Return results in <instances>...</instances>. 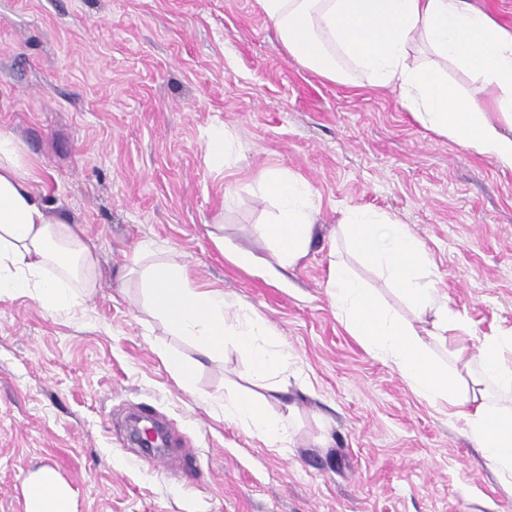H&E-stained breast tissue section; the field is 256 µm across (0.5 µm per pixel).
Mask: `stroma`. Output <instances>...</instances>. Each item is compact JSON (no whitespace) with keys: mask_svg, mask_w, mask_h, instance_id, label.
Wrapping results in <instances>:
<instances>
[{"mask_svg":"<svg viewBox=\"0 0 512 512\" xmlns=\"http://www.w3.org/2000/svg\"><path fill=\"white\" fill-rule=\"evenodd\" d=\"M215 127L236 141L223 168L207 158ZM0 130L98 252L97 288L72 312L0 300V512H25L42 466L74 512H512V488L327 293L338 259L407 311L345 247L343 213L364 207L408 226L473 339L512 329V170L428 130L394 92L304 68L258 0H0ZM268 168L307 181L317 209L282 281L263 273L274 203L254 178ZM137 261L188 263L287 346V392L253 390L288 416L287 447L225 419L244 357L171 333ZM166 352L194 364L191 385ZM134 413L166 424V471L129 442Z\"/></svg>","mask_w":512,"mask_h":512,"instance_id":"obj_1","label":"stroma"}]
</instances>
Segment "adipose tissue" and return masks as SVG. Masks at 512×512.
Masks as SVG:
<instances>
[{"label": "adipose tissue", "instance_id": "ef3b65f1", "mask_svg": "<svg viewBox=\"0 0 512 512\" xmlns=\"http://www.w3.org/2000/svg\"><path fill=\"white\" fill-rule=\"evenodd\" d=\"M288 52L320 77L347 85L364 79L398 91L403 105L428 129L494 157L512 169V31L470 0H258ZM427 54L424 62L415 53ZM472 72L479 99L463 96L441 68ZM34 169L14 137L0 131V299L25 295L60 313L96 286V247L33 188ZM276 212L262 227L272 247L270 271L297 264L314 224L311 186L287 170L257 176ZM348 248L377 267L414 311L430 318L423 338L341 261L330 268L329 296L338 320L378 360L391 364L410 389L459 423L474 447L512 484V331L484 337L476 353L450 350L439 362L428 341L448 332L469 335L459 313L427 274L420 242L403 224L374 210L352 208L341 221ZM150 312L200 353L213 357L234 346L244 373L257 385L287 383L291 357L256 313L231 304L223 289L198 288L186 265L159 263L141 272ZM224 417L268 447L284 443L290 422L268 414L248 391L224 400ZM72 491L58 472L42 467L26 482L25 512H73Z\"/></svg>", "mask_w": 512, "mask_h": 512}]
</instances>
